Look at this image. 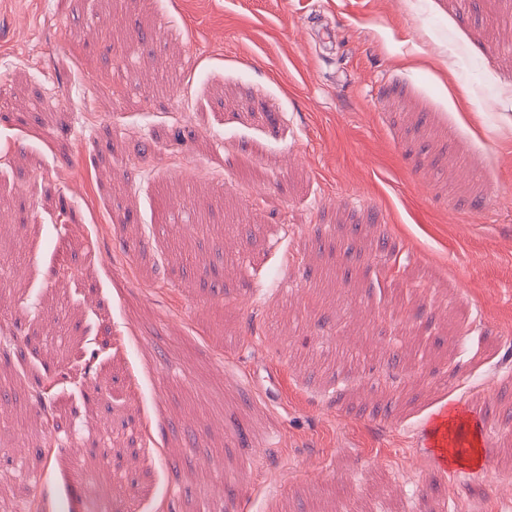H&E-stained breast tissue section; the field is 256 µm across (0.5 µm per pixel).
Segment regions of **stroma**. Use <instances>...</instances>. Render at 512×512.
<instances>
[{
	"label": "stroma",
	"instance_id": "stroma-1",
	"mask_svg": "<svg viewBox=\"0 0 512 512\" xmlns=\"http://www.w3.org/2000/svg\"><path fill=\"white\" fill-rule=\"evenodd\" d=\"M1 85L6 501L504 512L512 0H0ZM434 429V425H432L429 435L426 438L425 447L433 448L434 457L437 460L438 464L447 471L448 462L460 463L461 461H465L469 463V465L477 466L481 463L484 457V450L480 448V436L478 433V428L470 425V434L472 438V448L469 456L466 459L462 460L460 456L451 452V449L448 448V459H447V442L444 436L443 431L439 432L437 437L433 436L432 430ZM440 448H445L444 451H441Z\"/></svg>",
	"mask_w": 512,
	"mask_h": 512
}]
</instances>
